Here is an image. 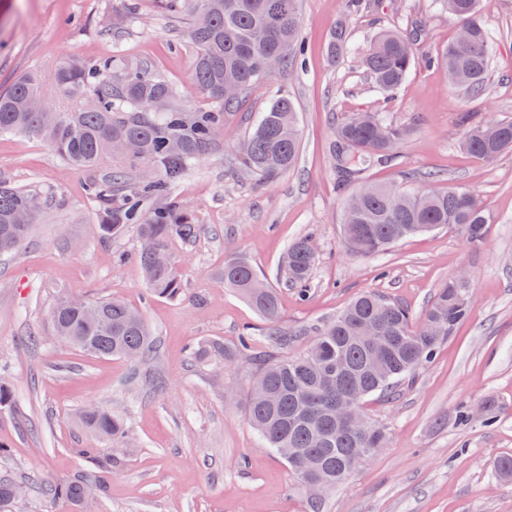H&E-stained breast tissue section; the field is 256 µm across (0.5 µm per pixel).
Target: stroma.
Masks as SVG:
<instances>
[{"instance_id":"35a3bbf8","label":"stroma","mask_w":512,"mask_h":512,"mask_svg":"<svg viewBox=\"0 0 512 512\" xmlns=\"http://www.w3.org/2000/svg\"><path fill=\"white\" fill-rule=\"evenodd\" d=\"M305 67L255 88L244 110L227 116L221 150L193 163L174 197L201 229L171 249L185 288L177 301L147 294L135 257V229L111 238L90 199L89 172L63 162L41 139L0 136V180L52 193L21 248L0 255V374L10 386L0 407V445L9 452L0 477L31 484L20 512H73L34 489L42 477L68 479L98 471L84 449L98 440L78 417L90 404L120 415L128 447L111 450L97 512H305L297 475L261 446L246 415L256 375L239 359L198 360L194 351L217 339L232 350L251 333L255 351L297 356L305 346L275 347L249 303L225 288L229 254L247 259L280 290L283 326L335 316L373 291L421 316L454 276L467 275L473 307L432 363L403 380L391 399L372 396L364 411L387 431L383 448L331 491L325 512H512V479L498 472L512 455V151L486 163L462 147L461 113L512 118V0H489L480 21L492 51L487 93L469 98L426 59L450 42L457 21L430 0H301ZM344 23L349 50L331 64L327 45ZM422 23L420 63L391 103H384L360 65L374 34ZM189 17L164 13L157 0H0V90L20 74L52 78L59 63L117 59L148 67L188 109H210L192 82ZM288 95L301 128L297 163L268 182L240 170L237 145L257 112ZM389 111L410 127L388 164L364 179L414 190L451 185L472 190L493 222L484 241L468 245L453 229L405 239L387 253L356 257L339 224L345 194L331 159L337 116ZM312 236L316 259L307 296L283 286L282 256ZM63 293L112 297L139 309L156 338L153 360L128 384L124 360L60 346L49 313ZM471 420L460 424L461 410Z\"/></svg>"}]
</instances>
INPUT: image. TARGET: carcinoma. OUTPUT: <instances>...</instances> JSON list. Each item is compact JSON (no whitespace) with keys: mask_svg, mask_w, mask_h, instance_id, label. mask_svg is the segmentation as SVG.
Here are the masks:
<instances>
[{"mask_svg":"<svg viewBox=\"0 0 512 512\" xmlns=\"http://www.w3.org/2000/svg\"><path fill=\"white\" fill-rule=\"evenodd\" d=\"M484 0H435L455 17V39L428 62L443 68L450 82L469 97L486 92L490 46L480 22ZM170 14L188 12L192 23L186 39L195 47L193 83L213 107L187 112L171 85L140 65L113 61L66 62L54 75L57 94L76 104L59 110L45 91L41 72L28 71L0 92V134L23 133L47 142L72 167L95 171L112 158V169L88 183L89 195L102 211L104 230L112 235L128 227L139 238L137 258L152 297L177 300L183 295L173 263L159 265L156 254L173 241H189L198 232L190 212L172 201L171 191L194 162L216 150L224 134V113L242 109L249 93L276 73L292 69L300 50L299 0H163ZM421 30L407 35L383 30L361 59L375 87L391 98L419 63L415 45ZM346 30L339 26L328 46L329 58H343ZM464 148L486 163L512 150V119L461 116ZM408 130L383 112H353L336 123L332 147L338 184L349 190L342 214L343 238L356 256L384 253L405 238L443 227L456 229L470 245H480L491 223L489 212L469 189H404L396 184H368L361 175L374 163L388 162ZM301 131L291 98L280 95L259 113L253 131L240 147L242 166L264 179L288 172L298 159ZM36 190L0 182V255L17 251L35 218L47 208ZM315 262L312 240L303 236L287 247L283 273L300 295ZM224 287L240 293L263 319L266 335L284 349L305 337L308 350L296 357L257 360L251 337L237 349L209 341L196 350L201 359L245 357L258 373L247 398L248 418L263 447L275 451L306 480L317 473L326 491L345 482L355 468L386 441L385 429L372 432L349 421L336 428L328 415L336 395L355 409L375 394L393 393L401 380L430 362L456 326L471 311L473 296L466 283L452 279L436 294L422 317L391 299L365 293L335 317L288 328L280 326L279 294L241 258L224 261ZM59 344L96 357H118L129 363L130 381L154 353V338L142 315L117 299L63 296L50 312ZM82 423L104 444L128 436L124 420L92 405ZM19 483L0 477V512H15ZM55 499L79 510L81 502L107 485L87 476L44 484Z\"/></svg>","mask_w":512,"mask_h":512,"instance_id":"obj_1","label":"carcinoma"}]
</instances>
